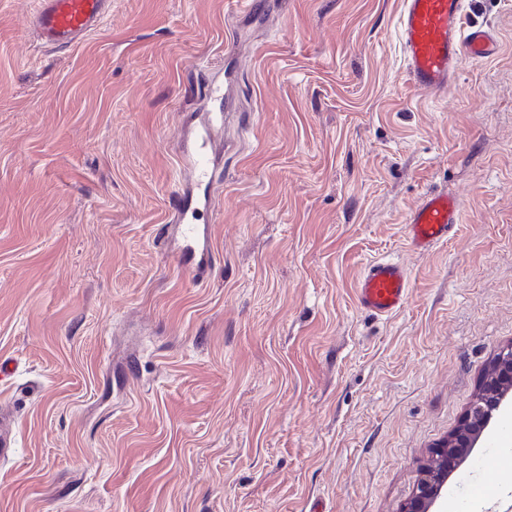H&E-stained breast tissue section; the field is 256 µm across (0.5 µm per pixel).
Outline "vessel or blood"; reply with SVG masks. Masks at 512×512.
<instances>
[{
	"label": "vessel or blood",
	"instance_id": "1",
	"mask_svg": "<svg viewBox=\"0 0 512 512\" xmlns=\"http://www.w3.org/2000/svg\"><path fill=\"white\" fill-rule=\"evenodd\" d=\"M108 0H37L28 21L43 44L68 49L97 30L106 14ZM398 38L405 68L412 85L432 96L447 95L463 60L485 61L499 51L491 27L469 21L467 0H401ZM206 127H199L190 152L198 184H208L214 162L206 150ZM198 208L193 196L182 198L176 207L179 223L181 264L194 275L210 267L211 228L195 223ZM461 217L457 196L425 195L410 210L406 238L410 248L432 250L439 242L455 236ZM413 288L408 270L385 259L369 261L355 287L358 308L370 315L387 317L401 311ZM14 424L0 414V458H9L16 446Z\"/></svg>",
	"mask_w": 512,
	"mask_h": 512
}]
</instances>
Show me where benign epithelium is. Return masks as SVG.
<instances>
[{
  "label": "benign epithelium",
  "mask_w": 512,
  "mask_h": 512,
  "mask_svg": "<svg viewBox=\"0 0 512 512\" xmlns=\"http://www.w3.org/2000/svg\"><path fill=\"white\" fill-rule=\"evenodd\" d=\"M512 393V345L494 359L481 383V394L470 406L460 425L448 438L430 450V461L412 496L400 512H429L438 500L448 478V468L463 456L489 426L494 413L500 411Z\"/></svg>",
  "instance_id": "1"
}]
</instances>
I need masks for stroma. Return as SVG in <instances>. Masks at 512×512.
Returning <instances> with one entry per match:
<instances>
[{
  "label": "stroma",
  "instance_id": "1",
  "mask_svg": "<svg viewBox=\"0 0 512 512\" xmlns=\"http://www.w3.org/2000/svg\"><path fill=\"white\" fill-rule=\"evenodd\" d=\"M110 0L39 47L0 0V512H399L512 345V0H469L499 41L447 97L415 88L400 0ZM232 70L196 279L161 238L187 188L204 80ZM454 237L405 240L429 192ZM402 263L405 309H358ZM494 416L458 465L478 471ZM461 202L455 195L438 192L425 195L410 210L406 220L407 243L413 250L430 251L458 231ZM412 288L410 273L403 265L385 259L371 260L356 284V304L369 315L391 316L405 307ZM17 434L14 424L4 412L0 414V458L7 459L16 448Z\"/></svg>",
  "mask_w": 512,
  "mask_h": 512
}]
</instances>
